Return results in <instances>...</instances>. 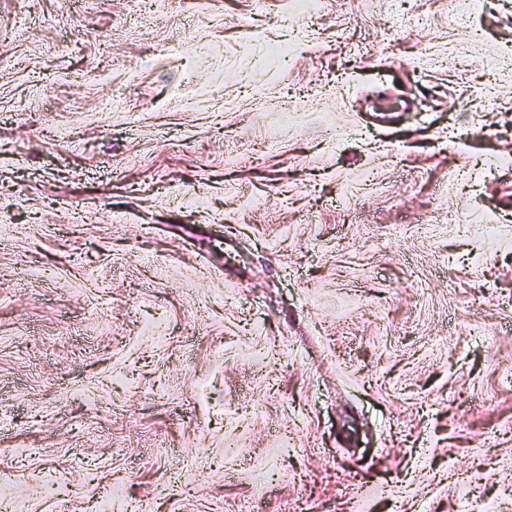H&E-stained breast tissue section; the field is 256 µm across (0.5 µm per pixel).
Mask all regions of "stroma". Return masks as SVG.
I'll return each instance as SVG.
<instances>
[{
  "label": "stroma",
  "instance_id": "35a3bbf8",
  "mask_svg": "<svg viewBox=\"0 0 512 512\" xmlns=\"http://www.w3.org/2000/svg\"><path fill=\"white\" fill-rule=\"evenodd\" d=\"M0 49V501L512 512V0H0Z\"/></svg>",
  "mask_w": 512,
  "mask_h": 512
}]
</instances>
